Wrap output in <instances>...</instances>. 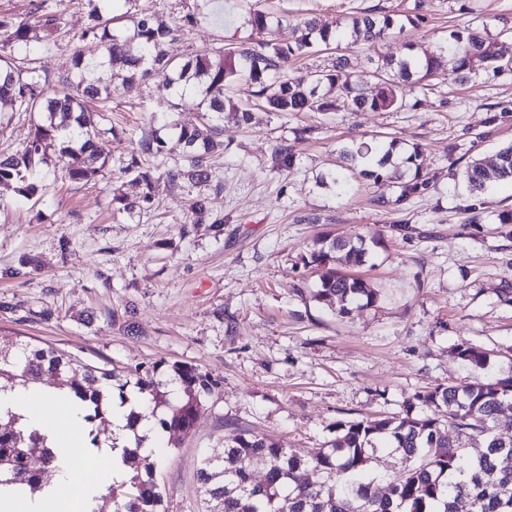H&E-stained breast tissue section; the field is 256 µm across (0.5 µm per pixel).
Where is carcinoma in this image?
Returning a JSON list of instances; mask_svg holds the SVG:
<instances>
[{
  "mask_svg": "<svg viewBox=\"0 0 512 512\" xmlns=\"http://www.w3.org/2000/svg\"><path fill=\"white\" fill-rule=\"evenodd\" d=\"M87 25L75 50L74 65L79 81L68 75L52 81L35 67L14 65L4 55L14 44L39 42L42 34L58 29L54 15L41 13L38 20L17 22L0 16V102L17 112H37L41 120L33 125L20 147L8 156H0V185L11 186L19 194L31 196L38 190L33 179L50 166L47 145L57 143V162L72 182H91L105 166L96 146L104 133L87 100L112 98V80L98 75L108 68L121 79L126 93L139 91L149 68L172 72L171 87L178 111L189 94H195L193 110L207 114L224 112L225 100L234 85L245 81L253 88L256 105L234 107L240 123L248 125L253 109L267 112H330L334 99L341 98L352 110L372 112L398 111L406 106L407 86L432 80L466 83L480 72L512 71V59L495 49L485 31L469 26L450 30L446 54L420 56L414 45L395 60L383 56L373 71L377 79L374 92L367 93L348 71L346 56L336 57L332 68L314 70L296 76L289 73L301 57L329 49L336 33L316 18L297 24L299 35L282 44L262 37L273 14L248 5V22L256 37L227 47L214 54L201 51L193 57L176 61L165 52V45L184 34L194 24L191 15L173 25L157 20L156 13L137 8L138 0H125L129 26L125 33L113 29L112 19L103 16L97 0H88ZM417 14L367 13L349 19L350 41L347 46L364 44L371 48L393 34L403 33L417 24ZM68 87L50 94L51 83ZM222 129L217 124L183 123L179 140L186 150V166L167 171L173 180L186 179L206 185L214 175L208 165L210 154L223 145ZM164 141L153 135L143 137L138 151L130 156L123 173L129 177L134 195L122 193L113 201L126 210H149L153 206V174L142 166V156L159 155ZM374 182H392L399 188L397 201L403 202L427 190L429 182L420 173V153L415 150L397 165L390 153L374 168L362 170ZM465 177L473 191H480L492 178L512 180V145L499 150L496 160L487 165L479 160L466 168ZM193 223L223 224L212 216L207 198L199 195L189 204ZM362 262L368 253L363 239L354 242L342 237L322 238L304 264L320 270L316 297L326 305L336 304L340 315L350 313V306H372L377 293L358 277L338 272L333 264L336 253ZM456 355L478 368L485 366L486 354L467 343L455 349ZM50 375L65 379L72 399L83 405L84 421L89 425L90 444L101 447L100 432L111 426L112 403L121 405L136 399L140 410L128 416L134 448L125 450L124 461L131 472L121 484L111 489L95 512H161L162 493L156 472L162 456L156 448L142 453L148 440L158 442L165 435L189 432L196 421L204 398L216 380L196 369L173 364L167 369L154 364L136 366L125 378L106 369L88 365L52 347L13 343L0 345V391L26 388L40 377ZM423 407L445 409L448 426L456 431L451 440L436 420L407 410L402 417H380L341 422L336 438L315 454L282 448L265 436L232 432L221 447L205 455L197 470L205 488V512H459L466 502L469 512H512V377L478 380L461 384L438 385L416 395ZM148 422V431L139 433L138 425ZM483 437L478 454L466 451L465 439L473 434ZM391 448L399 456V477L384 485L375 480H358L373 455ZM38 458L44 467L53 465L55 456L43 439L16 425V419L0 422V485H26L35 492L41 488L42 472L32 466ZM266 466L265 478L254 483L252 465ZM307 472L302 479L300 471Z\"/></svg>",
  "mask_w": 512,
  "mask_h": 512,
  "instance_id": "cac0c4a2",
  "label": "carcinoma"
}]
</instances>
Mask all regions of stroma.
Masks as SVG:
<instances>
[{"label":"stroma","mask_w":512,"mask_h":512,"mask_svg":"<svg viewBox=\"0 0 512 512\" xmlns=\"http://www.w3.org/2000/svg\"><path fill=\"white\" fill-rule=\"evenodd\" d=\"M60 29L49 44L13 55L50 76L73 72L88 0H47ZM275 15L339 22L352 13H403L415 0H267ZM172 24L197 23L171 42L170 56L219 49L249 38L241 0H139ZM487 28L512 56V0H427L417 27L377 52L401 57L443 50L450 26ZM169 73L153 69L142 90H117L92 103L109 131L97 143L106 165L77 184L48 172L22 197L0 189V343L52 346L124 374L135 365L188 364L216 379L193 429L165 441L156 477L164 512H202L200 459L234 431L262 433L285 448L314 453L340 421L404 414L416 393L512 375V182L470 191L462 173L512 144V74L413 85L409 107L354 112L344 103L319 114L256 113L252 125L224 117V151L213 155L216 184L169 179L182 165ZM157 133L164 152L153 168L151 211H125L123 168L140 137ZM419 146L429 189L395 204L392 184H373L345 162L355 143ZM287 146L294 166L273 165ZM206 194L222 225L195 224L190 199ZM406 222L401 232L393 222ZM380 237L359 270L379 297L346 316L315 297L318 273L304 258L317 237ZM39 262L7 277L20 257ZM487 352L477 368L454 349Z\"/></svg>","instance_id":"obj_1"}]
</instances>
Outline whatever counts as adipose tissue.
<instances>
[{
	"mask_svg": "<svg viewBox=\"0 0 512 512\" xmlns=\"http://www.w3.org/2000/svg\"><path fill=\"white\" fill-rule=\"evenodd\" d=\"M17 416L56 457L53 479L37 493L0 485V512H95L113 483L127 475L122 448H92L80 408L66 390L38 386L0 392V419Z\"/></svg>",
	"mask_w": 512,
	"mask_h": 512,
	"instance_id": "1",
	"label": "adipose tissue"
}]
</instances>
